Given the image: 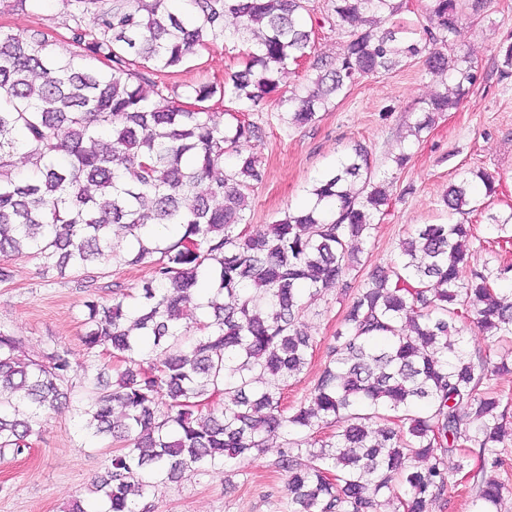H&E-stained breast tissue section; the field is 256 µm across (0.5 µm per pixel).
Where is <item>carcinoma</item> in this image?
<instances>
[{
	"label": "carcinoma",
	"instance_id": "1",
	"mask_svg": "<svg viewBox=\"0 0 512 512\" xmlns=\"http://www.w3.org/2000/svg\"><path fill=\"white\" fill-rule=\"evenodd\" d=\"M67 2L64 55L50 31L0 28V281L12 278L15 257L80 277L92 299L77 414L121 444L64 512H142L135 498L157 484L251 460L274 439L284 512H378L384 503L429 512L448 456L475 483L476 512H501L512 397L480 387L509 370L507 357L493 358L512 340L501 288L512 263L470 265L483 243L456 219L486 210L493 177L471 171L449 185L448 221L416 226L398 260L361 281L321 375L289 410L284 390L315 346L300 321L304 298L356 270L394 180L357 144L266 231H250L247 215L266 176L248 149L262 132L253 116L273 103L284 129H303L359 78L420 60L452 85L422 102L411 126L419 140L475 85L474 65L451 45L463 17L483 15L489 0H427L413 38L386 26L403 0H331L326 22L341 38L333 57L315 54V0ZM227 41L245 61L224 82H167ZM498 57L501 78L512 77V36ZM309 59L316 78L283 94L289 66ZM227 95L237 110L224 122L209 102ZM19 155L29 178L14 173ZM487 220L512 241V212ZM107 263L147 269L137 302L118 282L109 302L94 298ZM468 322L490 340L476 358ZM103 355L123 366L113 383ZM72 371L67 348L33 357L0 330L1 455L31 449L39 416L69 398ZM215 394L224 401L211 404Z\"/></svg>",
	"mask_w": 512,
	"mask_h": 512
}]
</instances>
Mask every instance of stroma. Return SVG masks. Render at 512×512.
<instances>
[{"instance_id":"stroma-1","label":"stroma","mask_w":512,"mask_h":512,"mask_svg":"<svg viewBox=\"0 0 512 512\" xmlns=\"http://www.w3.org/2000/svg\"><path fill=\"white\" fill-rule=\"evenodd\" d=\"M67 10L64 0H40L25 12L0 0V28H52ZM510 33L512 0H490L484 18L464 21L455 51L472 56L479 80L466 100L418 140L408 136L407 125L421 101L440 88L419 62L361 79L316 124L301 130L283 129L275 113H264L263 135L250 143L266 167L265 181L249 198L253 231L266 230L287 208L301 205L313 181L355 143L368 146L378 171L397 175L392 200L363 246L362 264L351 276L350 288L325 290L309 303L303 324L317 347L310 364L288 386L286 404L300 400L319 376L327 347L361 280L388 267L400 240L416 225L447 221L439 200L450 183L470 171H486L498 184L488 201L490 211L512 212V78H500L496 54ZM241 61L238 48L220 45L202 52L175 81L220 82ZM402 144L411 160L398 172L391 156ZM10 266L12 279L0 282V325L21 338L32 355L55 344L65 346L76 370L70 377V406L41 416L30 453L0 458V512H62L70 499L85 496L114 451L111 440L84 435L74 410L85 398L79 367L87 360L82 320L88 294L73 276L42 273L35 260L17 258ZM277 457L272 447L248 463L187 473L149 491L139 504L151 512H282L286 477L275 466ZM445 466L448 484L431 512H475V492L455 473L454 458H447Z\"/></svg>"}]
</instances>
